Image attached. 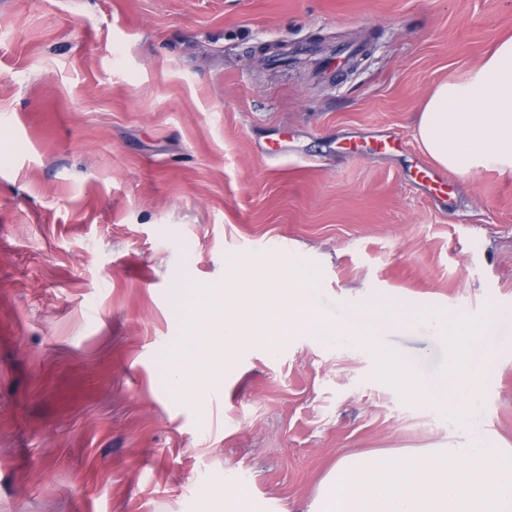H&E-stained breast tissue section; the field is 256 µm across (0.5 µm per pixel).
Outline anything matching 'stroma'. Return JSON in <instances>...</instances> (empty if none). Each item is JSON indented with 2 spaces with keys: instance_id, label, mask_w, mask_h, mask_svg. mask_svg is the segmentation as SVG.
I'll return each mask as SVG.
<instances>
[{
  "instance_id": "stroma-1",
  "label": "stroma",
  "mask_w": 512,
  "mask_h": 512,
  "mask_svg": "<svg viewBox=\"0 0 512 512\" xmlns=\"http://www.w3.org/2000/svg\"><path fill=\"white\" fill-rule=\"evenodd\" d=\"M510 35L512 0H0V512H211L228 478L252 512H297L346 454L512 448V362L476 431L342 336L242 346L217 404L164 382L176 283L223 287L233 256L317 270L332 320L421 310L372 339L425 386L448 359L431 316L499 311L487 341L512 349V174L432 197L414 130ZM350 41L358 67L313 83Z\"/></svg>"
}]
</instances>
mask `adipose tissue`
I'll return each mask as SVG.
<instances>
[{
    "instance_id": "ef3b65f1",
    "label": "adipose tissue",
    "mask_w": 512,
    "mask_h": 512,
    "mask_svg": "<svg viewBox=\"0 0 512 512\" xmlns=\"http://www.w3.org/2000/svg\"><path fill=\"white\" fill-rule=\"evenodd\" d=\"M423 151L460 175L512 173V37L498 42L460 81L438 84L415 126Z\"/></svg>"
}]
</instances>
